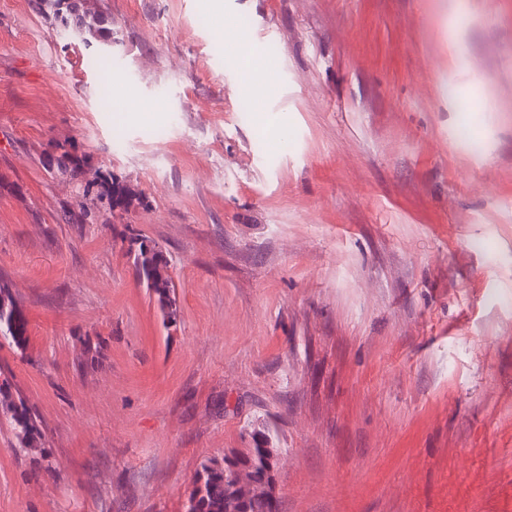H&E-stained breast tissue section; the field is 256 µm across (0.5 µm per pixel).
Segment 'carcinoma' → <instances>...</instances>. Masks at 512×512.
<instances>
[{"label":"carcinoma","mask_w":512,"mask_h":512,"mask_svg":"<svg viewBox=\"0 0 512 512\" xmlns=\"http://www.w3.org/2000/svg\"><path fill=\"white\" fill-rule=\"evenodd\" d=\"M61 33L73 36L70 24L79 29L77 38L86 42L97 35L99 17L91 11H80L78 5L69 7V13L55 16ZM108 209L124 208L132 204L131 190L120 183L112 184V193L99 195ZM133 265L141 283L149 291L163 318L178 322L180 308L172 282L159 270L156 254L145 244L130 250ZM0 333L16 346L26 340V322L9 291L8 282L0 279ZM5 418L14 430L21 450L33 461L50 458L48 449L39 443L36 419L25 403L14 397L8 381L0 383V418ZM276 448L234 449L224 454V465H201L192 495L197 497V512H272L275 495Z\"/></svg>","instance_id":"carcinoma-1"}]
</instances>
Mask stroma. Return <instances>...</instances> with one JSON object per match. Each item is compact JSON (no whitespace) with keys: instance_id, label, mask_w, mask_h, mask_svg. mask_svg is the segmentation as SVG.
I'll use <instances>...</instances> for the list:
<instances>
[{"instance_id":"stroma-1","label":"stroma","mask_w":512,"mask_h":512,"mask_svg":"<svg viewBox=\"0 0 512 512\" xmlns=\"http://www.w3.org/2000/svg\"><path fill=\"white\" fill-rule=\"evenodd\" d=\"M221 2L87 0L84 43L0 0V276L27 321L0 380L52 455L0 422V512H185L202 461L262 441L281 512H512V0ZM224 25L281 70L267 100L232 99ZM65 148L90 188L50 170ZM116 181L123 217L96 206ZM130 255H133V265L139 281L146 286L151 297L155 300L162 312L164 322L166 318L171 322H178L180 308L172 282L164 276V270H159L157 263H155L156 254L151 250H147L144 242H141L138 248L134 250L131 246Z\"/></svg>"}]
</instances>
